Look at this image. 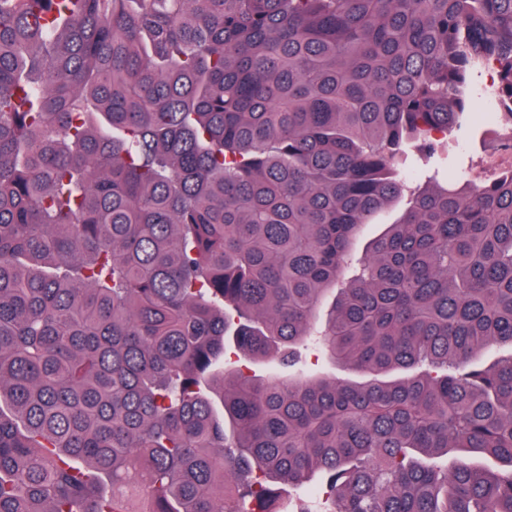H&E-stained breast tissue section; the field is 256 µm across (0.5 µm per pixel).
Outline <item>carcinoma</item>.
I'll list each match as a JSON object with an SVG mask.
<instances>
[{"label":"carcinoma","instance_id":"1","mask_svg":"<svg viewBox=\"0 0 512 512\" xmlns=\"http://www.w3.org/2000/svg\"><path fill=\"white\" fill-rule=\"evenodd\" d=\"M489 62L512 0H0V512H512V170L406 186Z\"/></svg>","mask_w":512,"mask_h":512}]
</instances>
